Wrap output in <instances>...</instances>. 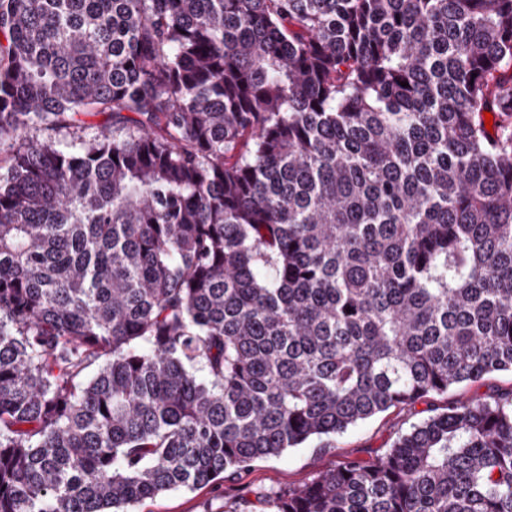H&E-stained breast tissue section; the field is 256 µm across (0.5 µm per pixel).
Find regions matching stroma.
I'll use <instances>...</instances> for the list:
<instances>
[{
	"label": "stroma",
	"mask_w": 512,
	"mask_h": 512,
	"mask_svg": "<svg viewBox=\"0 0 512 512\" xmlns=\"http://www.w3.org/2000/svg\"><path fill=\"white\" fill-rule=\"evenodd\" d=\"M512 387V374L497 372L482 380L449 390L447 397L417 403L413 410L390 411L370 419L338 438L334 448L317 453L313 445L286 450L281 456L254 462L229 478L193 489L179 488L147 499L131 507L130 512H244L250 490L277 492L309 481L312 476L337 459L369 458L384 451L397 434L411 424L433 415L435 408L456 399L478 401L490 389Z\"/></svg>",
	"instance_id": "35a3bbf8"
}]
</instances>
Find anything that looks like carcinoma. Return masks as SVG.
Wrapping results in <instances>:
<instances>
[{
    "instance_id": "cac0c4a2",
    "label": "carcinoma",
    "mask_w": 512,
    "mask_h": 512,
    "mask_svg": "<svg viewBox=\"0 0 512 512\" xmlns=\"http://www.w3.org/2000/svg\"><path fill=\"white\" fill-rule=\"evenodd\" d=\"M503 371L512 0H0V512H127ZM256 503L512 512V388Z\"/></svg>"
}]
</instances>
